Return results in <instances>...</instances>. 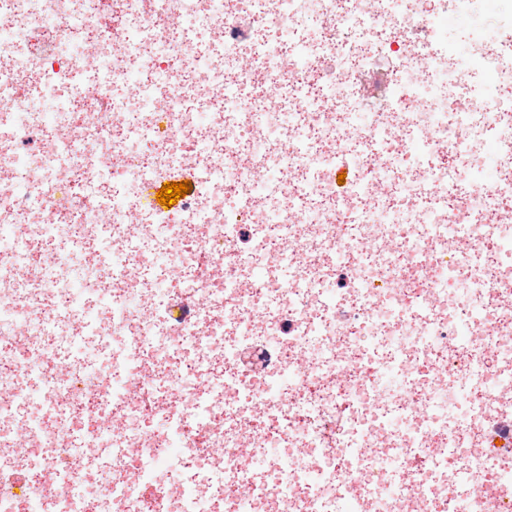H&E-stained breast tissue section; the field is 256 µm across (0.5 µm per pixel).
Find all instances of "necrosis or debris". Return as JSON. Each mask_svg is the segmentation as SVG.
<instances>
[{"mask_svg":"<svg viewBox=\"0 0 512 512\" xmlns=\"http://www.w3.org/2000/svg\"><path fill=\"white\" fill-rule=\"evenodd\" d=\"M480 2L0 0L39 89L0 90V512H506L512 0L467 48L447 23ZM180 159L198 190L143 207Z\"/></svg>","mask_w":512,"mask_h":512,"instance_id":"4bbe7bcc","label":"necrosis or debris"}]
</instances>
